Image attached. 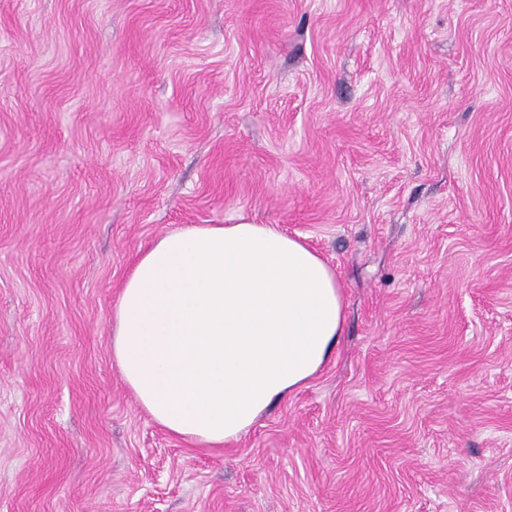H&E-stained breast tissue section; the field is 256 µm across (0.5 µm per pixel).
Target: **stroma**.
<instances>
[{"label": "stroma", "mask_w": 512, "mask_h": 512, "mask_svg": "<svg viewBox=\"0 0 512 512\" xmlns=\"http://www.w3.org/2000/svg\"><path fill=\"white\" fill-rule=\"evenodd\" d=\"M243 221L335 269L343 334L199 448L112 310ZM0 512H512V0H0Z\"/></svg>", "instance_id": "35a3bbf8"}]
</instances>
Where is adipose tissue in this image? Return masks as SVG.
<instances>
[{
    "instance_id": "obj_1",
    "label": "adipose tissue",
    "mask_w": 512,
    "mask_h": 512,
    "mask_svg": "<svg viewBox=\"0 0 512 512\" xmlns=\"http://www.w3.org/2000/svg\"><path fill=\"white\" fill-rule=\"evenodd\" d=\"M112 322V356L140 406L218 448L320 370L343 298L335 270L274 225L186 224L140 252Z\"/></svg>"
}]
</instances>
